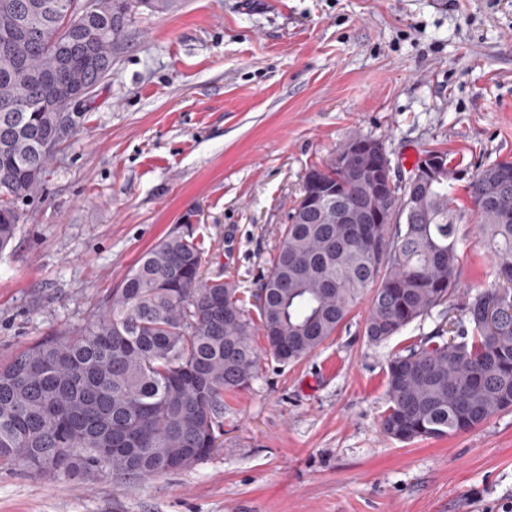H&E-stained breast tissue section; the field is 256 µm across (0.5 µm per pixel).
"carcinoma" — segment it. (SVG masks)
<instances>
[{
  "mask_svg": "<svg viewBox=\"0 0 512 512\" xmlns=\"http://www.w3.org/2000/svg\"><path fill=\"white\" fill-rule=\"evenodd\" d=\"M56 0H0V34L16 27L17 4L48 40L0 52V250L41 192L57 130L55 104L75 84L95 88L88 53L112 62L132 12L164 14L177 0H91L74 29L44 6ZM308 175L325 186L320 210L294 207L255 295L258 318L237 288L204 276L205 256L190 224L142 254L88 322L54 331L0 363V470L35 476L111 472L145 480L187 469L209 453L221 429L224 394L256 379L265 337L279 362L316 351L369 297L364 333L398 335L451 301L459 266L462 209L454 186L426 179L381 196L377 208L405 215L376 225L377 245L336 222L359 201L336 165ZM339 193H333L335 187ZM479 214L478 247L495 264L494 284L464 303L465 320L425 337L387 363L386 435L399 442L468 432L512 409V160L479 169L462 186ZM391 241V249L382 245ZM503 308L496 329L481 306Z\"/></svg>",
  "mask_w": 512,
  "mask_h": 512,
  "instance_id": "obj_1",
  "label": "carcinoma"
}]
</instances>
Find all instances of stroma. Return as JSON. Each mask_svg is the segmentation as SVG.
<instances>
[{"instance_id": "obj_1", "label": "stroma", "mask_w": 512, "mask_h": 512, "mask_svg": "<svg viewBox=\"0 0 512 512\" xmlns=\"http://www.w3.org/2000/svg\"><path fill=\"white\" fill-rule=\"evenodd\" d=\"M77 112L0 251V362L88 321L190 209L206 274L252 305L306 173L353 136L402 174L435 149L471 173L512 160V0H180L132 15ZM476 225L453 302L373 344L363 301L301 361L263 356L205 460L144 481L0 471V512H512V410L410 444L381 428L389 359L495 280Z\"/></svg>"}]
</instances>
